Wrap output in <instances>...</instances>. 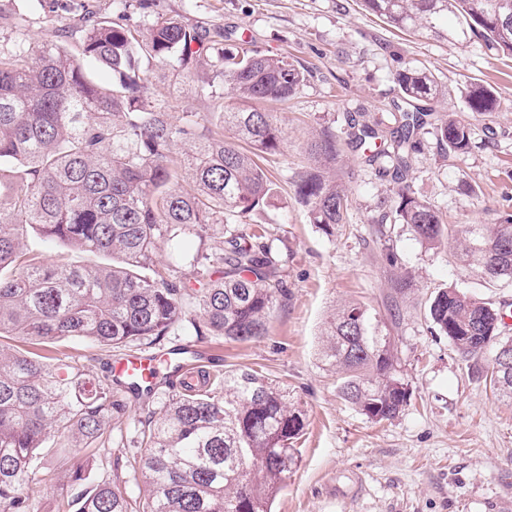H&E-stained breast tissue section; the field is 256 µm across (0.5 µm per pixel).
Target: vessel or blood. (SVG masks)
I'll use <instances>...</instances> for the list:
<instances>
[{"label":"vessel or blood","mask_w":512,"mask_h":512,"mask_svg":"<svg viewBox=\"0 0 512 512\" xmlns=\"http://www.w3.org/2000/svg\"><path fill=\"white\" fill-rule=\"evenodd\" d=\"M205 357L204 350L187 343L171 351L159 350L123 358L114 365L113 374L128 381L134 389L151 388L174 375L190 377Z\"/></svg>","instance_id":"obj_1"}]
</instances>
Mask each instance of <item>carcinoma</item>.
I'll return each instance as SVG.
<instances>
[{
    "label": "carcinoma",
    "mask_w": 512,
    "mask_h": 512,
    "mask_svg": "<svg viewBox=\"0 0 512 512\" xmlns=\"http://www.w3.org/2000/svg\"><path fill=\"white\" fill-rule=\"evenodd\" d=\"M388 25L437 37L473 36L512 57V0H360ZM453 13L454 31L440 30ZM170 67L177 80L210 79L230 86L238 107L213 99L219 123L200 112L170 119L172 103L153 97L140 77L143 64ZM112 74L105 83L99 73ZM307 70L287 57L224 44V31L200 30L176 14L146 30L94 12L29 49L18 39L0 53V512H272V503L298 456L292 444L305 411L256 371L215 375L200 370L149 418L133 447L110 463L107 477L87 482L95 449L110 439L109 423L125 412V386L91 378L84 366L46 354L79 338L108 349L153 345L186 324L188 335L245 342L267 332L287 295L279 254L254 219L272 195L258 159L283 146L280 119L254 107L286 101ZM414 111L400 114L389 133L353 122L347 145L366 149L378 176L396 184L377 220L406 224L429 247L454 244L464 265L490 280L512 281V217L502 224L447 225L440 213L404 184L403 172L421 151L419 131L430 113L417 103L437 98L434 76L417 67L395 73ZM468 110L496 112L501 100L484 85L466 88ZM234 140L224 139V130ZM442 150L467 153L470 124L453 115L437 125ZM341 138L325 128L311 145L318 165L295 181L309 220L333 234L351 206L348 190L324 167L336 161ZM31 229L65 249L48 261L25 251ZM222 246H204L208 232ZM181 254L202 287L177 271L154 266L161 244ZM85 254L110 264L87 265ZM429 317L464 358L491 349L489 384L512 399V339H497L499 310L455 288L439 291ZM25 344L20 348L12 341ZM321 363L336 371L341 397L374 422L392 421L410 393L397 377L398 351L360 303L332 314L322 334ZM60 450L52 467L47 440ZM64 471L69 491L46 507L32 488L53 486ZM142 485L132 497L116 478Z\"/></svg>",
    "instance_id": "obj_1"
}]
</instances>
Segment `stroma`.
I'll use <instances>...</instances> for the list:
<instances>
[{"label": "stroma", "mask_w": 512, "mask_h": 512, "mask_svg": "<svg viewBox=\"0 0 512 512\" xmlns=\"http://www.w3.org/2000/svg\"><path fill=\"white\" fill-rule=\"evenodd\" d=\"M89 9L116 16L112 0H0V51L11 50L20 31L31 47L57 40ZM174 14L200 29L223 28L230 41H247L260 53L285 56L304 65L308 75L290 100L273 105L284 144L281 153L262 161L277 184L264 216L269 238L279 243L288 288L266 335L248 342L190 338L178 326L160 348L193 342L208 353L204 367L258 371L305 410L299 460L276 496L274 512H512V401L486 385V356L463 358L426 317L437 292L455 288L500 310L499 336L512 339V283L482 278L458 265L449 249L422 245L403 224L387 225L386 237L376 239L372 221L390 184L362 153L345 148L336 161L352 205L335 234L310 223L294 191L298 174L310 164L308 145L321 129L340 133L353 120L394 127L402 94L393 75L413 66L431 72L444 90L433 104L436 115L454 114L493 137L467 153L448 155L437 147L434 126L426 125L406 185L442 212L446 223H500L512 215V59L496 56L476 38L397 30L364 11L359 0H156L153 9L132 7L127 16L144 27ZM142 77L156 98L176 100L193 112L212 109L195 82L172 90L148 65ZM469 83L492 86L503 110L469 112L461 95ZM388 252L396 264L386 262ZM404 270L414 279L400 293L393 282ZM346 302L369 307L397 346L398 375L411 398L395 420L375 423L360 414L342 399L337 375L319 360L324 323ZM57 348L97 379L110 377L125 356L79 339ZM172 390L166 381L148 396L126 392L127 410L113 419L92 477L105 474L106 462L121 454Z\"/></svg>", "instance_id": "1"}]
</instances>
